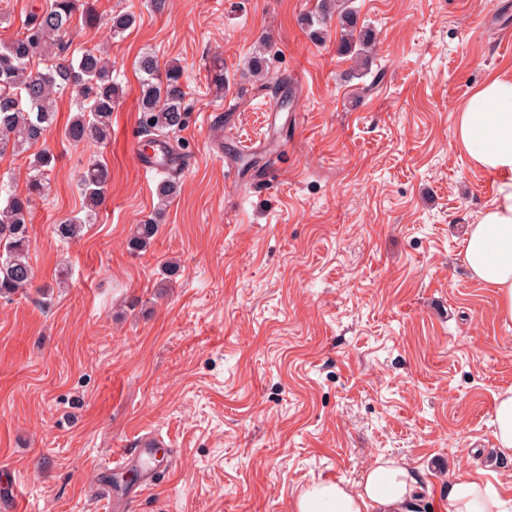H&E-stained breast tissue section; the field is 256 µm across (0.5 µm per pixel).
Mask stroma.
Wrapping results in <instances>:
<instances>
[{
	"instance_id": "1",
	"label": "stroma",
	"mask_w": 512,
	"mask_h": 512,
	"mask_svg": "<svg viewBox=\"0 0 512 512\" xmlns=\"http://www.w3.org/2000/svg\"><path fill=\"white\" fill-rule=\"evenodd\" d=\"M317 4L95 0L96 24L74 19L68 58L103 52L122 95L111 140L78 145L79 102L56 96L33 284L0 297V465L18 482L0 512H110L139 472H113L106 499L103 470L148 436L172 468L135 512H294L314 482L357 488L379 458L414 470L431 512L479 469L512 498L492 424L512 323L464 258L500 177L457 137L471 94L512 80V0H348L378 39L364 66L338 20L308 25ZM123 13L134 24L111 31ZM144 52L181 63L189 118L181 191L139 252L159 181L128 141ZM282 78L285 108L262 90ZM93 161L106 199L60 239ZM161 217L162 212L158 211L153 217L145 220L143 224L134 225V230L128 243L131 250L145 249L151 244L159 231Z\"/></svg>"
}]
</instances>
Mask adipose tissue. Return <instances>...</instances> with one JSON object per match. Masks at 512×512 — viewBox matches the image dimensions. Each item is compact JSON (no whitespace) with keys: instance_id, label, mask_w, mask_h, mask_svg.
<instances>
[{"instance_id":"obj_1","label":"adipose tissue","mask_w":512,"mask_h":512,"mask_svg":"<svg viewBox=\"0 0 512 512\" xmlns=\"http://www.w3.org/2000/svg\"><path fill=\"white\" fill-rule=\"evenodd\" d=\"M458 137L481 169L503 182L479 223L465 238V261L474 276L495 288L501 320L512 322V81L492 78L469 98L458 115ZM422 490L417 475L397 460H377L358 490L320 481L304 491L296 512H410ZM450 512H504L494 487L472 476L448 490Z\"/></svg>"}]
</instances>
